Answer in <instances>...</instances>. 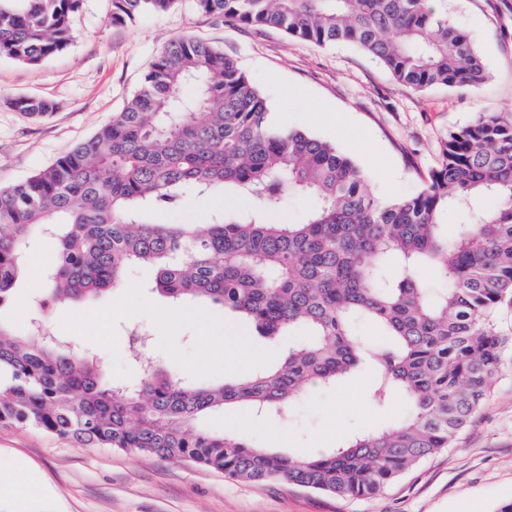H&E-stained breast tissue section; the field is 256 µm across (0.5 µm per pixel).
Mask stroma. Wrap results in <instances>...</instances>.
<instances>
[{"instance_id": "obj_1", "label": "stroma", "mask_w": 512, "mask_h": 512, "mask_svg": "<svg viewBox=\"0 0 512 512\" xmlns=\"http://www.w3.org/2000/svg\"><path fill=\"white\" fill-rule=\"evenodd\" d=\"M449 18L482 54L489 71L477 90L415 92L347 44L320 47L274 31H255L198 12L191 0L164 13L113 23L111 0H83L70 47L39 65L0 58V187L21 182L94 134L121 111L169 41L194 38L224 49L267 97L271 122L334 143L366 173L382 200L411 196L426 184L448 133L475 113L512 112V0H447ZM27 96L54 109L33 117L8 106ZM243 208L229 190L187 196L180 208L154 212L163 224H198ZM30 276L19 279L0 320L43 329L94 353L107 380L134 376L126 330L150 338V354L172 373L212 382L235 378L223 362L204 363V340L220 307H177L148 290L155 273L129 271L123 287L100 298L40 311L34 274L54 257L47 239L29 240ZM369 379L358 374L332 389H314L290 406L291 418H258L228 408L209 416L211 428L245 432L263 448L305 456L341 444L357 431L390 424L403 399L377 408ZM22 456L44 472L55 501L45 512H497L512 501V346L489 395L449 448L423 461L371 498H340L296 485L249 483L188 462L118 448H86L35 428L0 424V469Z\"/></svg>"}]
</instances>
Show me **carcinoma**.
Masks as SVG:
<instances>
[{
	"instance_id": "1",
	"label": "carcinoma",
	"mask_w": 512,
	"mask_h": 512,
	"mask_svg": "<svg viewBox=\"0 0 512 512\" xmlns=\"http://www.w3.org/2000/svg\"><path fill=\"white\" fill-rule=\"evenodd\" d=\"M182 0H112V23ZM198 11L319 46L350 44L401 86L477 89L488 72L444 0H193ZM82 0H0V57L28 65L66 50ZM191 92H186V89ZM12 108L45 115L26 96ZM268 99L236 59L195 39L163 47L112 120L52 165L0 188V309L26 270L22 243L56 244L39 289L44 309L124 284L150 265V290L174 303L220 306L278 353L222 383L135 360L130 383L105 381L94 356L31 326L0 321V422L93 448L189 461L248 482H286L340 497L381 492L449 447L486 399L507 340L496 312L512 305V113L477 112L444 140L415 195L380 202L336 145L267 122ZM222 187L249 203L208 224L146 221L187 192ZM494 199L489 209L475 203ZM297 223L273 218L288 199ZM467 210L448 232L443 215ZM432 268L434 282L420 278ZM381 336L371 341L359 325ZM371 373L370 402L404 396L396 423L337 448L291 457L201 426L228 405L285 415L310 388Z\"/></svg>"
}]
</instances>
